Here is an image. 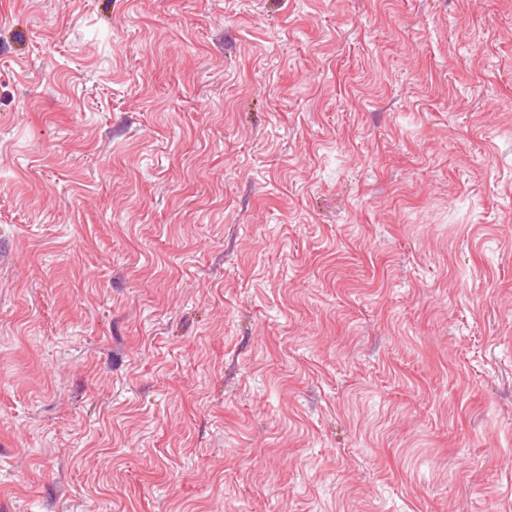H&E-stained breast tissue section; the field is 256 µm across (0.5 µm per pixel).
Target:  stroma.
<instances>
[{
    "label": "stroma",
    "instance_id": "35a3bbf8",
    "mask_svg": "<svg viewBox=\"0 0 512 512\" xmlns=\"http://www.w3.org/2000/svg\"><path fill=\"white\" fill-rule=\"evenodd\" d=\"M0 512H512V0H0Z\"/></svg>",
    "mask_w": 512,
    "mask_h": 512
}]
</instances>
